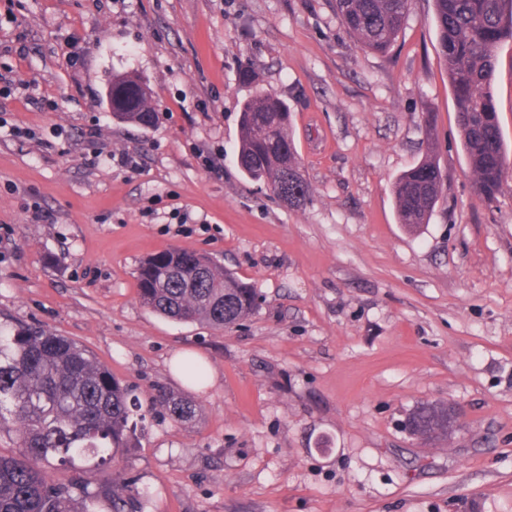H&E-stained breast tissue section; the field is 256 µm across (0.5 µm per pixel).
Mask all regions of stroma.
Here are the masks:
<instances>
[{
    "mask_svg": "<svg viewBox=\"0 0 512 512\" xmlns=\"http://www.w3.org/2000/svg\"><path fill=\"white\" fill-rule=\"evenodd\" d=\"M124 72L154 126L114 120ZM262 92L290 109L303 207L237 167ZM493 94L512 148V42ZM426 107L444 182L413 233L392 188L425 155ZM172 247L237 271L259 309L216 330L144 308L137 268ZM1 322L75 340L140 397L195 401L119 458L142 512H512V169L475 198L433 0L386 54L333 0H0ZM181 353L203 385L174 373ZM427 401L462 418L434 447L401 428Z\"/></svg>",
    "mask_w": 512,
    "mask_h": 512,
    "instance_id": "obj_1",
    "label": "stroma"
}]
</instances>
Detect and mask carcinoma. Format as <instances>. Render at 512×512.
<instances>
[{
	"mask_svg": "<svg viewBox=\"0 0 512 512\" xmlns=\"http://www.w3.org/2000/svg\"><path fill=\"white\" fill-rule=\"evenodd\" d=\"M410 0H334L351 38L365 51L385 53L396 41ZM438 43L458 111L460 142L479 199L493 200L509 156L496 112L492 80L498 47L512 40V0H434ZM113 116L141 127L151 92L133 74L112 79ZM237 165L251 180L268 185L288 207H301L310 188L300 170L287 105L271 93L243 103ZM441 169L432 150L394 183L398 223H428L441 193ZM138 297L152 312L177 322L226 329L257 310L256 288L204 254L170 248L146 258L137 270ZM176 422L197 417L196 404L164 388L142 401L79 343L41 326L0 325V432L14 433L17 447L0 453V512H135L136 479L114 467L134 447L147 415ZM404 429H425L448 439V404L427 402L407 416ZM86 470L96 483L75 475Z\"/></svg>",
	"mask_w": 512,
	"mask_h": 512,
	"instance_id": "obj_1",
	"label": "carcinoma"
}]
</instances>
